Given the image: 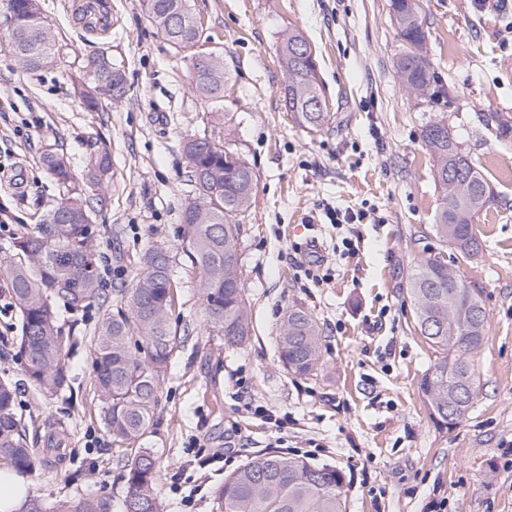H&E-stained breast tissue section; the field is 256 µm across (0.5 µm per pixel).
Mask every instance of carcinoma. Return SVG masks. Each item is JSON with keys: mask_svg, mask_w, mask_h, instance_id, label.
<instances>
[{"mask_svg": "<svg viewBox=\"0 0 512 512\" xmlns=\"http://www.w3.org/2000/svg\"><path fill=\"white\" fill-rule=\"evenodd\" d=\"M148 17L175 47L189 50L198 35L196 18L187 0H144ZM393 18L404 44L398 72L405 89L421 96L428 91L430 63L423 49L426 41L417 0H389ZM14 27L8 36L22 56V66L38 70L55 63L60 47L41 16L38 0H8ZM304 41L296 33L281 46L286 74L284 108L294 123L319 131L331 119L329 112H309L307 104L321 98L317 74L293 58L295 44ZM83 92L88 108L102 99L122 98L126 73L112 57L102 54L89 60ZM193 89L216 101L224 94V60L210 55L202 62L191 55ZM432 120L422 130L423 143L434 160V178L443 198L433 230L439 241L461 256L477 254L481 243L474 231V217L494 200L491 186L457 140L432 135ZM189 160L188 182L196 197L182 216L195 220L183 227V252L197 273L207 323L224 336L230 346L244 344L251 335L241 259L237 240L240 217L250 205L255 175L233 148L220 150L207 136L185 144ZM47 171L67 188L49 212L56 224L44 222L33 233L18 237L16 261L8 277L12 299L22 316L21 333L14 339L17 354L26 361L24 383L50 395L71 389V376L64 362L67 338L57 324L56 303L71 309L101 302V322L91 337L92 366L101 422L112 449L124 462L127 493L123 512H162L154 489L157 461L146 444L147 433L157 421L159 389L175 350L184 342L170 314L177 282L173 256L163 248L147 251L140 259L142 272L130 288L114 291L112 301L101 299L94 253L91 250L89 209L105 205L100 194L111 168L107 152H97L87 164L84 183H93L95 201L71 188L73 175L64 156L50 152L42 157ZM221 224L223 232L212 235L209 227ZM409 293L420 333L440 358L420 381V390L440 429H451L461 419L448 420L442 408L452 390L465 384L476 394L472 355L485 339L486 321L475 323L469 312L480 296L441 254L420 263L409 280ZM278 353L284 367L309 376L321 365L320 330L314 318L301 307H292L284 318ZM20 384L0 379V466L28 476L38 466L62 458L60 443L49 440L40 453L28 445L25 424L17 412ZM224 512H345L342 476L336 468L314 465L302 458L272 451L259 456L224 477L218 493ZM24 512H112L106 498L74 496L48 503L38 496L25 501Z\"/></svg>", "mask_w": 512, "mask_h": 512, "instance_id": "1", "label": "carcinoma"}]
</instances>
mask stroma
Masks as SVG:
<instances>
[{"instance_id": "stroma-1", "label": "stroma", "mask_w": 512, "mask_h": 512, "mask_svg": "<svg viewBox=\"0 0 512 512\" xmlns=\"http://www.w3.org/2000/svg\"><path fill=\"white\" fill-rule=\"evenodd\" d=\"M79 0H39L61 46L52 67L23 69L0 30V378L24 376L12 345L20 314L9 296L13 243L35 231L61 188L42 164L63 153L74 176L108 150L107 204L90 212L101 288L131 286L149 249L176 254L171 321L187 337L161 384L147 445L157 460L163 512H224L227 474L275 449L343 477L347 512H512V7L499 0H420L431 63L426 95L398 74L403 43L389 0H188L196 52L224 59L221 104L194 91L190 60L149 20L143 0H100L107 25ZM297 32L314 47L332 115L322 130L283 108L279 46ZM107 52L123 65V99L88 109L82 66ZM446 118L495 193L474 219L480 252H446L432 232L441 189L422 129ZM204 135L234 144L253 169L252 204L237 248L252 336L225 346L205 322L182 253V211L193 198L184 144ZM353 212L334 225L328 211ZM478 288L486 337L474 354L469 415L438 429L418 390L436 354L413 328V269L436 253ZM321 331L316 374L289 372L278 355L288 308ZM103 309L61 306L73 392L22 387L18 412L41 434L62 433L63 460L37 468L29 492L48 502L106 497L121 512L126 471L112 451L94 392L90 338ZM262 405L285 422L252 412Z\"/></svg>"}]
</instances>
